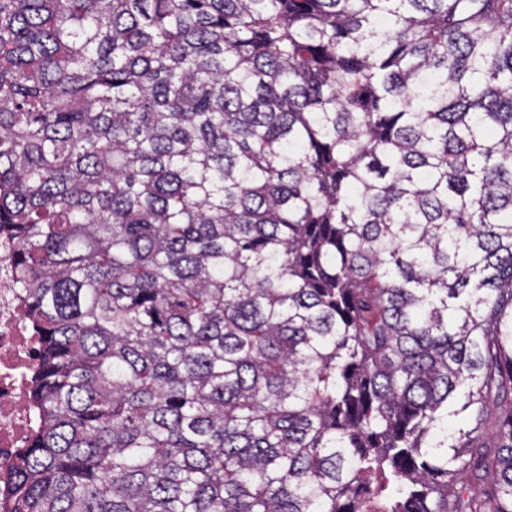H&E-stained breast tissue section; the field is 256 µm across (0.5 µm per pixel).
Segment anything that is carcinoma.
Wrapping results in <instances>:
<instances>
[{"label": "carcinoma", "mask_w": 512, "mask_h": 512, "mask_svg": "<svg viewBox=\"0 0 512 512\" xmlns=\"http://www.w3.org/2000/svg\"><path fill=\"white\" fill-rule=\"evenodd\" d=\"M3 224L4 512H512V0H0ZM17 241L0 232V478L39 422L31 401L32 377L39 364L37 338L24 312L11 257Z\"/></svg>", "instance_id": "1"}]
</instances>
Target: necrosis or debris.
<instances>
[{
    "mask_svg": "<svg viewBox=\"0 0 512 512\" xmlns=\"http://www.w3.org/2000/svg\"><path fill=\"white\" fill-rule=\"evenodd\" d=\"M17 241L0 232V478L6 477L19 448L39 422L31 401L39 364L37 338L22 305L11 257Z\"/></svg>",
    "mask_w": 512,
    "mask_h": 512,
    "instance_id": "necrosis-or-debris-1",
    "label": "necrosis or debris"
}]
</instances>
